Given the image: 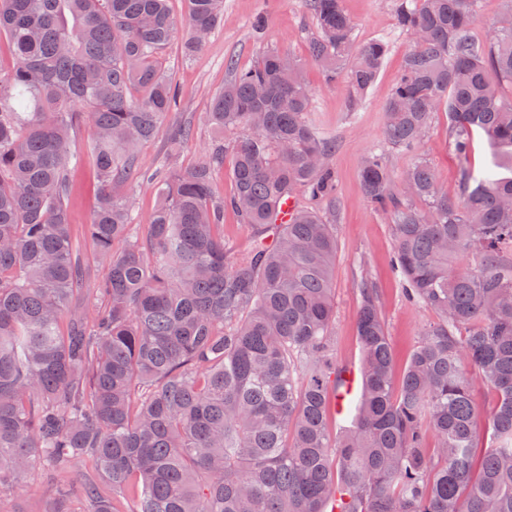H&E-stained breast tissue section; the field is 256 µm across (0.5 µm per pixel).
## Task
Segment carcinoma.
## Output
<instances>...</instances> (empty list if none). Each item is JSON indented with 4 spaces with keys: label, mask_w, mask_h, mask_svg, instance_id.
<instances>
[{
    "label": "carcinoma",
    "mask_w": 512,
    "mask_h": 512,
    "mask_svg": "<svg viewBox=\"0 0 512 512\" xmlns=\"http://www.w3.org/2000/svg\"><path fill=\"white\" fill-rule=\"evenodd\" d=\"M342 2L310 0L306 58L265 46L213 96L208 124L236 135L226 199L212 190L221 142L188 169L146 178L136 165L176 106L156 66L180 35L170 0H0V497L36 466L79 457L112 495L75 485L55 512L72 495L88 512H512V98L499 90L512 84V19L477 39L474 0H398L412 44L385 142L414 149L441 111L459 158L478 134L491 159L461 168L456 199L422 158L399 189L383 152L364 160L405 297L438 321L396 383L380 297L361 283L362 390L338 435L336 176L304 71L343 78L355 107L389 52L355 42ZM187 3L189 55L224 0ZM82 126L102 186L86 235L107 267L90 322L71 313L84 287L68 210ZM117 184L154 188L146 239ZM299 193L316 206L273 223ZM227 208L256 229L242 251L224 244ZM476 380L495 395L483 426Z\"/></svg>",
    "instance_id": "1"
}]
</instances>
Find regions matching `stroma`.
<instances>
[{"instance_id": "35a3bbf8", "label": "stroma", "mask_w": 512, "mask_h": 512, "mask_svg": "<svg viewBox=\"0 0 512 512\" xmlns=\"http://www.w3.org/2000/svg\"><path fill=\"white\" fill-rule=\"evenodd\" d=\"M396 2L344 0V9L354 25L357 41L382 38L389 44V53L377 80L357 107H350L348 103L346 82L330 83L320 68L311 65L306 69L311 116L316 126L336 145L328 158L337 185L335 349L337 361L351 365L357 364L360 355L355 325L359 301L356 288L360 282H373L381 294L383 316L397 365H404L420 339L423 326L436 319L432 310L410 305L405 300L402 281L392 268L390 216L369 202L359 179L364 157L383 145V106L411 45L409 36L396 25ZM259 15L266 21V43L296 57H306L308 45L317 34L308 0H224L220 25L199 51L193 56H185L181 43L176 42L158 58L160 70L172 79L178 92L177 107L166 118L155 139L141 146L137 157L141 170L153 171L168 160L172 153L168 128L184 121L193 123L194 136L177 154L179 165L191 167L208 155L219 135L204 123L203 116L213 95L230 77L228 62L247 68L257 59L265 42H257L254 38L251 23ZM89 144L90 131L82 129L76 138V148L83 161L72 176L70 211L74 237L84 253L86 281L92 285L105 275L106 265L85 235L98 192ZM416 155L429 160L438 173L441 191L455 198L459 195L461 166L466 164L472 169H481L487 162L488 150L479 138L468 159L456 156L449 144L448 119L445 113L439 112L414 152L387 150L386 162L392 174L397 176ZM95 476L88 460L68 459L51 472L31 471L15 486L6 503L15 512H54L53 487L57 480L80 483Z\"/></svg>"}]
</instances>
